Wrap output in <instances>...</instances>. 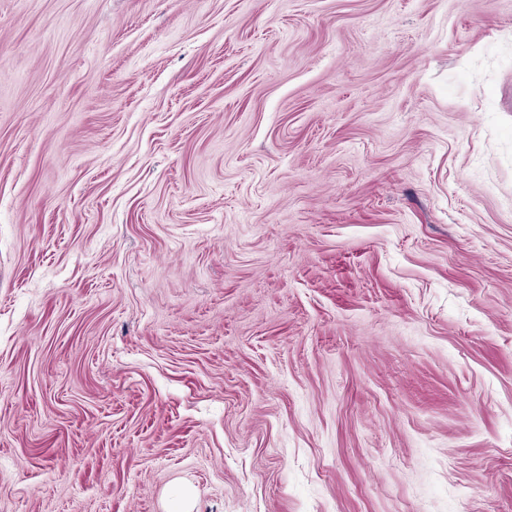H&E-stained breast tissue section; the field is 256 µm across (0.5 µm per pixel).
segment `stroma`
Returning <instances> with one entry per match:
<instances>
[{
    "instance_id": "stroma-1",
    "label": "stroma",
    "mask_w": 512,
    "mask_h": 512,
    "mask_svg": "<svg viewBox=\"0 0 512 512\" xmlns=\"http://www.w3.org/2000/svg\"><path fill=\"white\" fill-rule=\"evenodd\" d=\"M512 512V0H0V512Z\"/></svg>"
}]
</instances>
